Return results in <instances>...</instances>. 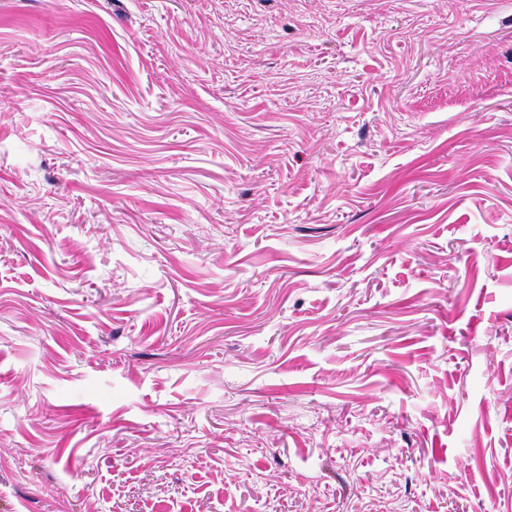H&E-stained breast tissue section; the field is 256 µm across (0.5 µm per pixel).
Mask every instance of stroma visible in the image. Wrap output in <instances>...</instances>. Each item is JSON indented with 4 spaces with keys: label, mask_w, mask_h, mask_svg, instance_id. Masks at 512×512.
<instances>
[{
    "label": "stroma",
    "mask_w": 512,
    "mask_h": 512,
    "mask_svg": "<svg viewBox=\"0 0 512 512\" xmlns=\"http://www.w3.org/2000/svg\"><path fill=\"white\" fill-rule=\"evenodd\" d=\"M0 512H512V0H0Z\"/></svg>",
    "instance_id": "1"
}]
</instances>
